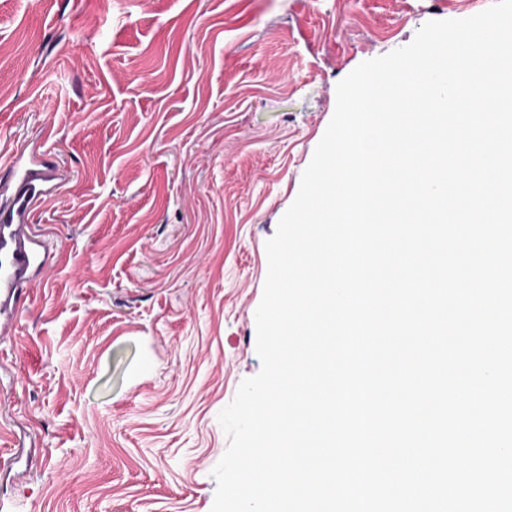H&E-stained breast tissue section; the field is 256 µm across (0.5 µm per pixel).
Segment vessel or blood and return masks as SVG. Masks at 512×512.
Returning <instances> with one entry per match:
<instances>
[{
	"instance_id": "b4317fda",
	"label": "vessel or blood",
	"mask_w": 512,
	"mask_h": 512,
	"mask_svg": "<svg viewBox=\"0 0 512 512\" xmlns=\"http://www.w3.org/2000/svg\"><path fill=\"white\" fill-rule=\"evenodd\" d=\"M8 171L0 180V324L5 326L24 311L36 272L55 256L33 233V213L57 199L70 179L54 153L35 144L13 154Z\"/></svg>"
}]
</instances>
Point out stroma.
<instances>
[{
    "label": "stroma",
    "mask_w": 512,
    "mask_h": 512,
    "mask_svg": "<svg viewBox=\"0 0 512 512\" xmlns=\"http://www.w3.org/2000/svg\"><path fill=\"white\" fill-rule=\"evenodd\" d=\"M493 0H0V160L71 179L0 328V512H211L265 244L360 63Z\"/></svg>",
    "instance_id": "stroma-1"
}]
</instances>
